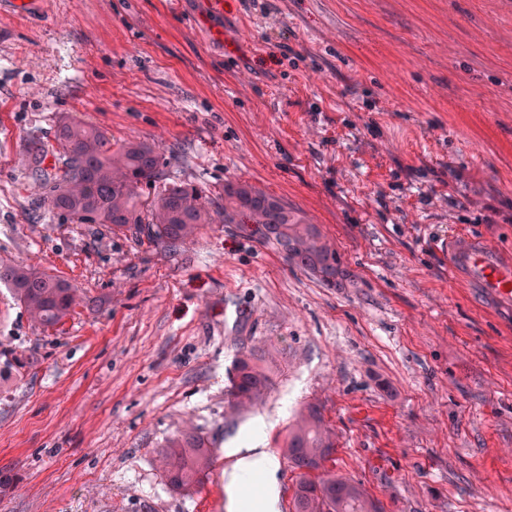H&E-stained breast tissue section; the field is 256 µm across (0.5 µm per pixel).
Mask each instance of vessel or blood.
I'll use <instances>...</instances> for the list:
<instances>
[{"instance_id": "obj_1", "label": "vessel or blood", "mask_w": 512, "mask_h": 512, "mask_svg": "<svg viewBox=\"0 0 512 512\" xmlns=\"http://www.w3.org/2000/svg\"><path fill=\"white\" fill-rule=\"evenodd\" d=\"M447 249L451 272L461 275L466 285L484 288L501 302H512V263L501 261L495 247L456 233L449 237Z\"/></svg>"}]
</instances>
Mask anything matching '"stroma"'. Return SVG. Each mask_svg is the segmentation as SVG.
I'll list each match as a JSON object with an SVG mask.
<instances>
[{
    "instance_id": "stroma-1",
    "label": "stroma",
    "mask_w": 512,
    "mask_h": 512,
    "mask_svg": "<svg viewBox=\"0 0 512 512\" xmlns=\"http://www.w3.org/2000/svg\"><path fill=\"white\" fill-rule=\"evenodd\" d=\"M67 116L160 144L172 175L245 180L323 224L358 275L326 288L234 224L170 251L38 204L22 159ZM466 231L512 260L507 0H47L0 15V262L94 310L32 323L0 287V512H242L230 452L305 404L331 468L382 512H512V308L448 274ZM258 345L270 393L232 407ZM217 466L157 459L186 424ZM163 448L159 464L171 490L186 491L209 478L213 466L211 443L195 428L179 431Z\"/></svg>"
}]
</instances>
